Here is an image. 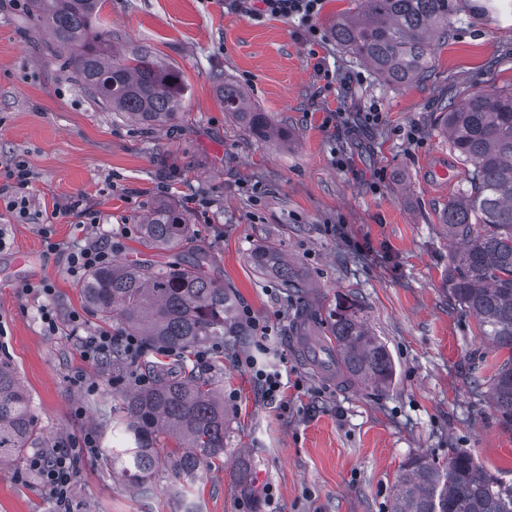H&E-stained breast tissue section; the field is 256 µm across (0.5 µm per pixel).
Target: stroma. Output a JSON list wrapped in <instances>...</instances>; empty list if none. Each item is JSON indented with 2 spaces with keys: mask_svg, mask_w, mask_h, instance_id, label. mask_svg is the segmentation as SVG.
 <instances>
[{
  "mask_svg": "<svg viewBox=\"0 0 512 512\" xmlns=\"http://www.w3.org/2000/svg\"><path fill=\"white\" fill-rule=\"evenodd\" d=\"M261 7L103 0L99 21L118 47H150L188 86L172 125L146 130L104 108L51 55L29 0H0V170L20 156L32 171L29 218L0 206V359L15 366L42 432L120 447L119 429L101 411L138 381L83 359L80 335L102 323L67 275L65 251H48L42 232L65 246L107 238L116 263L202 254L207 276L272 332L263 344L251 333L225 337L210 358L224 373L230 430L223 458L189 487L201 512H390L402 465L415 454L443 460L464 451L512 483V431L498 425L487 397L512 351L483 341L475 319L448 300L451 246L440 215L468 183L438 121L441 107L469 93L512 87V0H453L448 38L431 45L429 77L399 88L333 39V21L355 0H324L317 40ZM222 81L287 129V141L256 142L225 112ZM367 112L378 123L366 124ZM442 159L456 174L443 189L429 176ZM160 198L192 224L190 243L171 252L139 240L137 226ZM74 202L87 223L69 214ZM270 242L298 287L254 270L252 251ZM44 278L56 288L48 301L31 289ZM346 296L393 356L386 388L345 374L327 383L297 340L304 318L310 335L327 336ZM47 303L58 317L54 333L40 319ZM74 311L78 332L68 320ZM252 357L280 365V403L262 397ZM34 454L0 466V512H56L30 470ZM241 458L247 492L234 479ZM68 512H183V502L171 473L144 494L92 456L78 466Z\"/></svg>",
  "mask_w": 512,
  "mask_h": 512,
  "instance_id": "stroma-1",
  "label": "stroma"
}]
</instances>
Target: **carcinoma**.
<instances>
[{"label":"carcinoma","mask_w":512,"mask_h":512,"mask_svg":"<svg viewBox=\"0 0 512 512\" xmlns=\"http://www.w3.org/2000/svg\"><path fill=\"white\" fill-rule=\"evenodd\" d=\"M33 13L50 28L58 57L84 86L114 112L143 127L165 125L180 111L187 87L180 71L147 47L120 54L113 37L99 26L101 0H30ZM451 0H358L356 11L333 24L336 43L352 53L382 81L403 86L430 71L431 39H446ZM224 111L260 141L285 137L267 113L250 106L243 92L222 84ZM451 148L467 167L471 192L451 201L441 221L448 240L461 241L448 259V296L473 316L483 340L512 351V90L472 94L442 107ZM151 248L170 252L189 242L191 227L173 203L161 201L139 225ZM255 268L294 288L288 261L273 245L259 248ZM195 264H112L90 271L81 293L116 336H139L148 348L185 357L195 347L224 339L232 325L234 303ZM336 359L355 380L386 387L395 373L386 344L367 326L360 304L340 298L329 315ZM124 376L140 366L119 348L106 360ZM151 384L124 394L109 410L123 430L120 448H107L100 464L147 492L159 469L191 481L224 456L227 424L224 399L215 390L219 372L186 366L173 372L150 364ZM491 403L499 425L512 431V357L490 378ZM170 436L183 452L165 461L157 455L160 437ZM57 438L38 430L30 398L12 364L0 360V463L27 448H62ZM391 512H512V483L485 468L466 452L446 461L417 454L404 463L395 483Z\"/></svg>","instance_id":"carcinoma-1"}]
</instances>
